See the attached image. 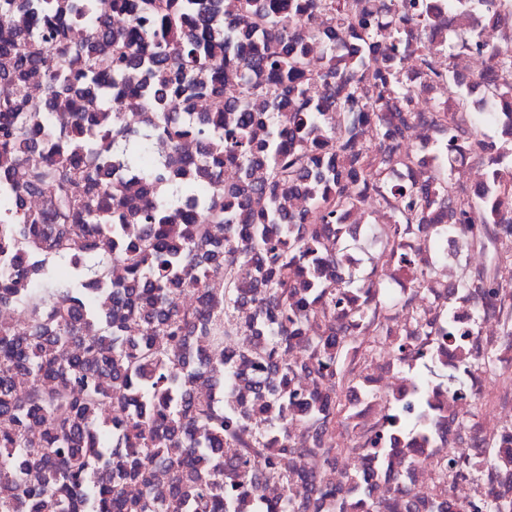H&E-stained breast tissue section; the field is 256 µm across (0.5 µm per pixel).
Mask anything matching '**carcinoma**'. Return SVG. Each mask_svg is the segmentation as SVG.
Wrapping results in <instances>:
<instances>
[{
    "label": "carcinoma",
    "instance_id": "1",
    "mask_svg": "<svg viewBox=\"0 0 512 512\" xmlns=\"http://www.w3.org/2000/svg\"><path fill=\"white\" fill-rule=\"evenodd\" d=\"M383 9L380 20L352 14L351 0H232L222 14L211 0H112L127 19L115 28L95 0H0V308L28 315L22 327L0 322V512H301L284 467L295 419L288 342L302 337L319 297L336 302L319 276L336 260L323 238L356 204L348 182L377 188L383 163L343 138L341 122L358 116L336 93L311 99L304 44L328 23H353L345 70L367 79L352 89L374 137L394 142L401 129L378 103L405 90L404 49L432 69V5L389 0ZM386 35L392 55L370 72ZM47 50L60 65L45 73L41 96H17ZM490 54L499 63L488 81L512 95V51ZM226 69L242 72L238 104H224ZM254 72L263 81H251ZM274 90L281 111L250 110ZM198 96L215 110L186 129L203 145L196 176L155 155L154 131L168 130L177 147L186 130L175 119ZM126 97L152 114L139 138L122 126ZM60 99L76 112L70 128L48 120ZM226 163L245 173L262 164L267 179L226 187ZM116 165L136 181H108ZM17 166L20 184L2 176ZM285 183L310 191V216L284 209ZM36 194L50 195L49 206L22 209ZM382 196L400 224L429 223L431 197L459 224L498 223L482 198L455 197L442 173L418 190L385 185ZM245 301L270 332L252 345L233 318ZM311 344L320 377L333 378L346 339L332 328ZM241 364L264 373L258 387L270 402L224 401ZM106 405L112 419L102 424ZM332 409L315 395L302 419L320 424ZM271 480L282 487L274 502L262 495Z\"/></svg>",
    "mask_w": 512,
    "mask_h": 512
}]
</instances>
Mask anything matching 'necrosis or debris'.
I'll use <instances>...</instances> for the list:
<instances>
[{
  "mask_svg": "<svg viewBox=\"0 0 512 512\" xmlns=\"http://www.w3.org/2000/svg\"><path fill=\"white\" fill-rule=\"evenodd\" d=\"M435 7L430 30L440 45L433 61L448 67L444 45L465 44V60L482 68L493 62L482 11ZM410 96L389 100L403 137L386 162L385 182L421 187L438 163L454 186L469 169L490 175L502 142H512V100L491 104L480 75L456 69L471 111H492V133L476 137L460 120L448 85L432 77L415 55L403 56ZM329 244L342 261L328 282L345 300L323 302L311 323L335 324L352 336L350 376H336L329 392L342 419L326 427L289 428L288 474L302 484L316 474L321 489L310 493L306 512H368L352 488L350 473L373 490L376 512H440L455 498L464 512L490 502L512 503V466L482 464L473 480L454 479L456 455L483 446L512 454V298L491 288L490 274L512 281V246L501 248L448 215L432 224L398 227L392 208L369 195L333 224ZM410 263H403V256ZM314 350L300 342L288 350L297 401H307L322 382L312 370ZM331 449L329 460L318 451ZM420 462L406 471L397 463L410 454ZM333 497L323 496V489Z\"/></svg>",
  "mask_w": 512,
  "mask_h": 512,
  "instance_id": "1",
  "label": "necrosis or debris"
}]
</instances>
